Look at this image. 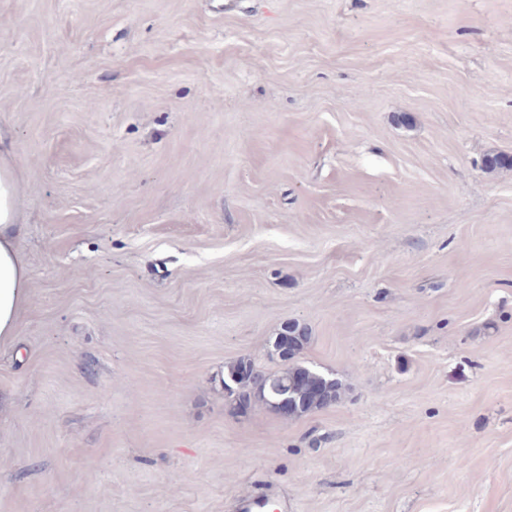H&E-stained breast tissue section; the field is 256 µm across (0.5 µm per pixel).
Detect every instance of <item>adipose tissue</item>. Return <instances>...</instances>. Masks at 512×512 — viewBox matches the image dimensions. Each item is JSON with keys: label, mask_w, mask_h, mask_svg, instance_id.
I'll list each match as a JSON object with an SVG mask.
<instances>
[{"label": "adipose tissue", "mask_w": 512, "mask_h": 512, "mask_svg": "<svg viewBox=\"0 0 512 512\" xmlns=\"http://www.w3.org/2000/svg\"><path fill=\"white\" fill-rule=\"evenodd\" d=\"M19 187L10 165L0 166V339L15 336L18 317L27 303L26 268L14 227L18 224Z\"/></svg>", "instance_id": "obj_1"}]
</instances>
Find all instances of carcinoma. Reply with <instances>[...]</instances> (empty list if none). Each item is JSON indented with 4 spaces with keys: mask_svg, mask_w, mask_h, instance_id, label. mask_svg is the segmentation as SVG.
Listing matches in <instances>:
<instances>
[{
    "mask_svg": "<svg viewBox=\"0 0 512 512\" xmlns=\"http://www.w3.org/2000/svg\"><path fill=\"white\" fill-rule=\"evenodd\" d=\"M297 337V349L308 341V331L297 322L285 323L279 335ZM290 364L278 373L256 369L251 360L241 358L224 367V390L230 402L250 407L257 402L272 406L280 398H288L293 407L291 417H302L315 409L326 408L341 399L339 380L315 372L288 357Z\"/></svg>",
    "mask_w": 512,
    "mask_h": 512,
    "instance_id": "carcinoma-1",
    "label": "carcinoma"
}]
</instances>
